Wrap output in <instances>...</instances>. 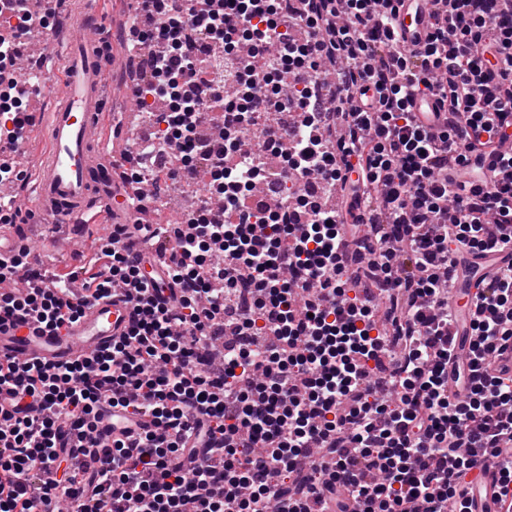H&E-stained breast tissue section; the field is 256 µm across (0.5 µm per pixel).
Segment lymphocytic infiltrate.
Listing matches in <instances>:
<instances>
[{"label": "lymphocytic infiltrate", "mask_w": 512, "mask_h": 512, "mask_svg": "<svg viewBox=\"0 0 512 512\" xmlns=\"http://www.w3.org/2000/svg\"><path fill=\"white\" fill-rule=\"evenodd\" d=\"M138 40L167 52L156 80L201 71L188 34L246 45L233 97L260 151L225 169L219 207L165 236L169 294L147 297L143 260L124 225L64 275L35 273L30 250L0 259V321L54 332L86 305L127 289L132 318L107 351L64 365L0 358V512H39L53 495L73 512H471L473 467L498 471L497 512H512V264L480 277L475 337L448 394L450 263L512 245V0H431L417 49L398 37L395 0H147ZM14 78L0 99V141L27 136ZM442 122L421 129L415 98ZM281 149L280 176L322 192L274 209L245 206L265 182L261 150ZM489 167H461L466 155ZM368 208V221L349 222ZM397 224L390 240L384 227ZM147 419L99 437L102 415ZM103 448L76 463L61 426ZM52 464L54 479L39 470Z\"/></svg>", "instance_id": "f902f5d3"}]
</instances>
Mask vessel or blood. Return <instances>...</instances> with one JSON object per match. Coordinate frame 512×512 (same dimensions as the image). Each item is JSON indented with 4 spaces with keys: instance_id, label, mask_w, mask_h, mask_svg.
<instances>
[{
    "instance_id": "vessel-or-blood-1",
    "label": "vessel or blood",
    "mask_w": 512,
    "mask_h": 512,
    "mask_svg": "<svg viewBox=\"0 0 512 512\" xmlns=\"http://www.w3.org/2000/svg\"><path fill=\"white\" fill-rule=\"evenodd\" d=\"M96 0H85L88 24L78 28L62 47L65 70L60 89L48 110L34 113L32 123L44 132L48 151L36 174L33 195L25 205L46 223L61 224L74 236L92 215L107 210H125L141 220L142 209L132 204L113 177V169L101 160V128L106 117L104 90L106 63L103 45L108 34L92 23ZM431 0H400L396 22L407 42L422 39L428 28ZM416 122L429 130L439 126L433 102L417 98ZM41 256L44 247L20 232L17 226H0V258L20 249ZM482 260L473 268H459L451 303L459 316L448 327L455 352L471 350L470 325L476 308L473 293ZM131 306L122 297H109L85 307L82 317L66 324L59 333L35 332L33 326L9 320L0 322V357H15L48 365L94 355L122 336L130 320ZM479 478L472 497V512H494L498 479L490 464L477 462Z\"/></svg>"
}]
</instances>
